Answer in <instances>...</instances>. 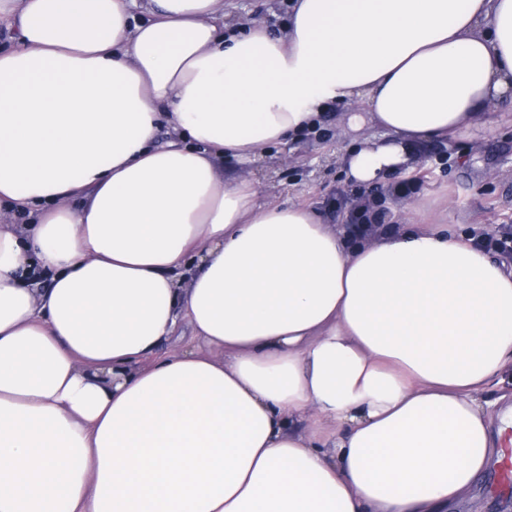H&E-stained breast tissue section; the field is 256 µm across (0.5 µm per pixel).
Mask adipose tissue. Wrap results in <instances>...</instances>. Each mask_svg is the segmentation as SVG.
I'll return each instance as SVG.
<instances>
[{
  "instance_id": "ef3b65f1",
  "label": "adipose tissue",
  "mask_w": 512,
  "mask_h": 512,
  "mask_svg": "<svg viewBox=\"0 0 512 512\" xmlns=\"http://www.w3.org/2000/svg\"><path fill=\"white\" fill-rule=\"evenodd\" d=\"M134 5L0 0V512H448L512 428V264L242 170L334 104L353 187L489 131L512 0ZM237 8L229 9L225 18L236 26L248 25L252 18L261 17L272 29H279L280 24L287 19L290 0H235Z\"/></svg>"
}]
</instances>
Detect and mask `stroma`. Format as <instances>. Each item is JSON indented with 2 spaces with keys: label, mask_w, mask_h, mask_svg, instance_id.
<instances>
[{
  "label": "stroma",
  "mask_w": 512,
  "mask_h": 512,
  "mask_svg": "<svg viewBox=\"0 0 512 512\" xmlns=\"http://www.w3.org/2000/svg\"><path fill=\"white\" fill-rule=\"evenodd\" d=\"M290 0H235L227 22L237 26L261 17L279 28L288 16ZM324 131L276 147L249 172L262 194L279 201L319 203L343 183L340 154L353 143V133L342 107ZM491 131L478 138L456 139L451 149L432 159L431 174L419 179L410 204L424 210L446 208L450 224L484 227L512 225V100L499 105ZM498 475L487 468L471 496L452 506L451 512H512V493L495 492Z\"/></svg>",
  "instance_id": "1"
}]
</instances>
